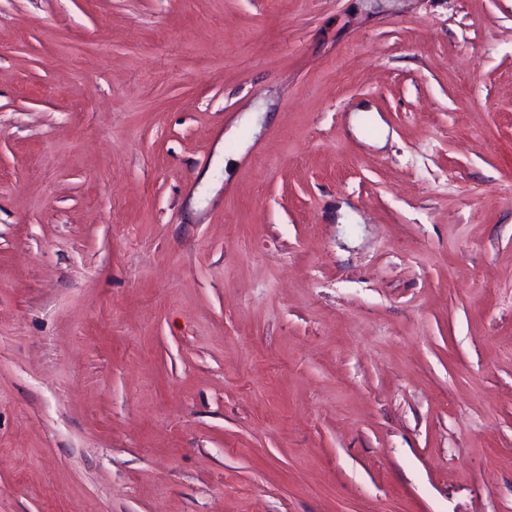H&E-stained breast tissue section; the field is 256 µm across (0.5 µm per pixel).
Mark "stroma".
Wrapping results in <instances>:
<instances>
[{
    "label": "stroma",
    "instance_id": "obj_1",
    "mask_svg": "<svg viewBox=\"0 0 512 512\" xmlns=\"http://www.w3.org/2000/svg\"><path fill=\"white\" fill-rule=\"evenodd\" d=\"M0 512H512V0H0Z\"/></svg>",
    "mask_w": 512,
    "mask_h": 512
}]
</instances>
